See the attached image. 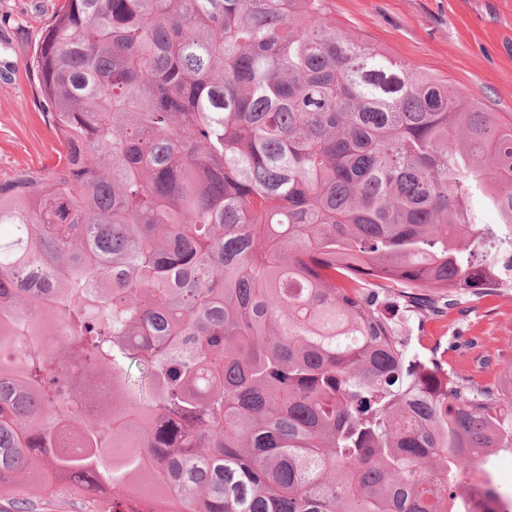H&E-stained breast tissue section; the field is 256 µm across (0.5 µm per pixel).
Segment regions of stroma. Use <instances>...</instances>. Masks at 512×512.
Listing matches in <instances>:
<instances>
[{
	"mask_svg": "<svg viewBox=\"0 0 512 512\" xmlns=\"http://www.w3.org/2000/svg\"><path fill=\"white\" fill-rule=\"evenodd\" d=\"M60 0H0V181L54 163L33 59ZM340 27L416 68L445 77L512 124V0H330ZM424 342L483 385L512 364V288L457 298L427 320Z\"/></svg>",
	"mask_w": 512,
	"mask_h": 512,
	"instance_id": "stroma-1",
	"label": "stroma"
}]
</instances>
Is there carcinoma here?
I'll list each match as a JSON object with an SVG mask.
<instances>
[{"mask_svg": "<svg viewBox=\"0 0 512 512\" xmlns=\"http://www.w3.org/2000/svg\"><path fill=\"white\" fill-rule=\"evenodd\" d=\"M34 66L61 150L0 182V496L512 512V371L409 335L503 285L512 125L328 0H64ZM487 468L492 472L495 484L512 494V454L501 452L493 456Z\"/></svg>", "mask_w": 512, "mask_h": 512, "instance_id": "obj_1", "label": "carcinoma"}]
</instances>
